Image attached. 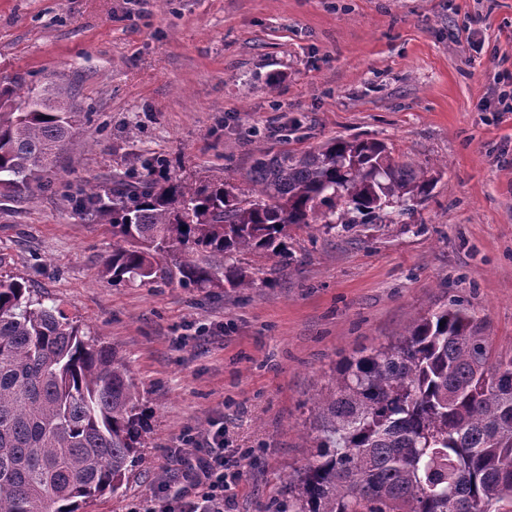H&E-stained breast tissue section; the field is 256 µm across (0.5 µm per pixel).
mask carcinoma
Masks as SVG:
<instances>
[{
	"label": "carcinoma",
	"mask_w": 512,
	"mask_h": 512,
	"mask_svg": "<svg viewBox=\"0 0 512 512\" xmlns=\"http://www.w3.org/2000/svg\"><path fill=\"white\" fill-rule=\"evenodd\" d=\"M88 119L66 88H0V199L40 190ZM139 163L70 196L81 217L110 226L103 273L116 285L252 288L276 268L248 270L241 255L287 266L290 231L395 223L435 186L375 139L263 154L246 193ZM316 408L317 451L288 478V512H512V355L494 353L463 304L350 361ZM148 420L115 348L36 297L29 279L0 275V512H80L115 492L142 460Z\"/></svg>",
	"instance_id": "obj_1"
}]
</instances>
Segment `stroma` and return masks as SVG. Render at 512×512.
I'll return each instance as SVG.
<instances>
[{
  "mask_svg": "<svg viewBox=\"0 0 512 512\" xmlns=\"http://www.w3.org/2000/svg\"><path fill=\"white\" fill-rule=\"evenodd\" d=\"M67 86L91 115L53 189L0 200V274L30 280L124 359L150 429L117 494L192 492L167 451L224 428L238 512H281L315 453L314 401L350 358L463 301L512 354V0H0V85ZM392 144L437 180L414 223L293 232L295 260L232 291L112 284L109 227L70 194L132 154L250 190L255 156L332 138Z\"/></svg>",
  "mask_w": 512,
  "mask_h": 512,
  "instance_id": "obj_1",
  "label": "stroma"
}]
</instances>
